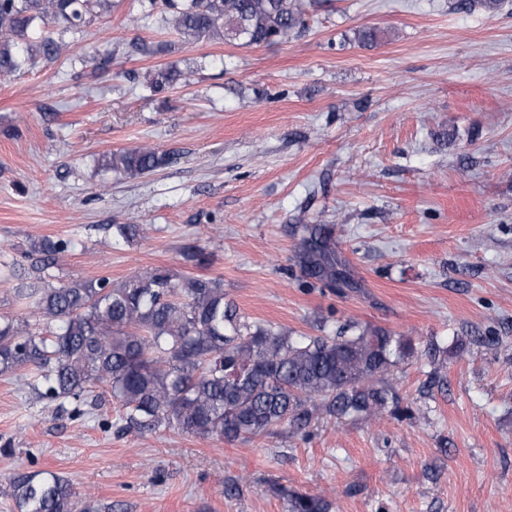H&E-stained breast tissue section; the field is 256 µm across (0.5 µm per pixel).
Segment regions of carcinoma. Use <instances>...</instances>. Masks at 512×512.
Here are the masks:
<instances>
[{
  "label": "carcinoma",
  "mask_w": 512,
  "mask_h": 512,
  "mask_svg": "<svg viewBox=\"0 0 512 512\" xmlns=\"http://www.w3.org/2000/svg\"><path fill=\"white\" fill-rule=\"evenodd\" d=\"M111 0H0V74L39 54L57 58L62 44L51 24L77 27L110 8ZM166 23L191 40L245 45L286 42L305 28L302 0H162ZM193 71H155L156 92L188 85ZM169 162L144 144L104 156L101 167L130 175ZM300 266L311 278L336 285V240L327 224H299ZM126 243L136 224H112ZM69 242L46 240L36 277L17 288L30 316L0 315V376L36 372L39 398L72 418L97 387L119 404L121 429L140 435L176 429L233 443L269 436L283 426L304 430L322 408L338 418L378 420L400 411L387 375L415 356L408 341L360 328L324 336H293L271 322H250L225 300L224 283L183 279L167 267L138 272L118 285L102 279L53 283V269ZM35 322H30L29 317ZM18 512H77L79 491L68 478L20 468L10 477ZM287 512H331L322 494L286 493Z\"/></svg>",
  "instance_id": "carcinoma-1"
}]
</instances>
